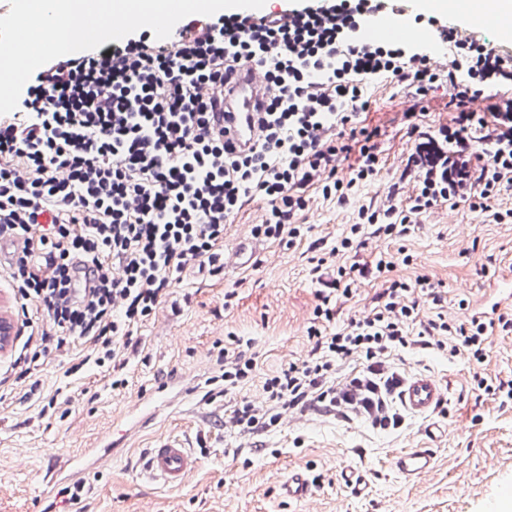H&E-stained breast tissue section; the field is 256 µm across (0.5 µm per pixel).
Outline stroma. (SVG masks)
<instances>
[{
	"label": "stroma",
	"instance_id": "stroma-1",
	"mask_svg": "<svg viewBox=\"0 0 512 512\" xmlns=\"http://www.w3.org/2000/svg\"><path fill=\"white\" fill-rule=\"evenodd\" d=\"M366 95L371 106L358 122L382 133V168L375 179L355 187L345 205L308 188L307 205L294 218L308 225V233L289 248L261 241L259 264L229 267L213 277L193 267L182 272L171 286L178 309L162 304L137 329L140 344L121 372L125 387L112 389L108 365L72 372L82 353L78 346L6 384L0 393V512H485L500 486L512 483V400L480 397L473 389L477 374L512 379V334H494L480 363L437 349L397 356L406 374L432 373L442 382L447 411L434 420L454 427L430 440L422 435L423 421L411 416L401 430L380 432L314 410L254 438L225 431L223 399L207 396L209 380L220 370L212 354L215 342L236 336L252 342L257 369L234 391L237 400H257L267 375L305 357L318 302L311 243L334 246L358 206L385 200L398 182L414 146L400 121L410 103L401 84L388 79L367 81ZM381 251L396 260L392 278H429L455 315L462 300L479 308L497 274L512 269V223L486 221L465 204L445 205L420 215L405 239L369 240L363 254L371 259ZM172 371L196 388L184 409L127 432L112 461L85 476L88 493L81 502L41 497L40 482L55 456L99 446L106 431L123 427L132 397ZM51 399L56 415L40 416ZM167 437L182 439L198 458L177 488L140 475L145 449ZM424 441L435 448L436 465L417 484H407L390 459ZM347 465L363 472L364 495H351L341 483ZM299 470L317 480L312 501L283 493L289 475Z\"/></svg>",
	"mask_w": 512,
	"mask_h": 512
}]
</instances>
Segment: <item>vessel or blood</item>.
I'll return each instance as SVG.
<instances>
[{
  "instance_id": "b4317fda",
  "label": "vessel or blood",
  "mask_w": 512,
  "mask_h": 512,
  "mask_svg": "<svg viewBox=\"0 0 512 512\" xmlns=\"http://www.w3.org/2000/svg\"><path fill=\"white\" fill-rule=\"evenodd\" d=\"M363 34L368 38L418 39L419 34L410 28L397 24L385 26L368 25ZM267 81L264 69L256 64H245L239 77L233 96L224 100L225 138L237 150L253 146L260 135L254 122V113L258 108L261 92ZM187 394L177 373H169L151 392L142 396L135 409L137 425L150 423L163 409L172 403L173 392ZM444 400L441 384L435 375L419 373L406 379L400 401L404 409L413 416L427 417L434 413ZM436 455L431 448H407L396 453L391 461L392 468L405 482H418L434 466ZM197 459L190 448L176 438L158 441L154 448L148 449L143 458L141 474L143 477L162 482L172 488L181 486L187 474L195 468ZM289 498L305 500L313 495V483L307 474L301 471L292 473L284 485Z\"/></svg>"
}]
</instances>
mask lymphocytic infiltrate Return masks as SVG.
<instances>
[{
	"label": "lymphocytic infiltrate",
	"mask_w": 512,
	"mask_h": 512,
	"mask_svg": "<svg viewBox=\"0 0 512 512\" xmlns=\"http://www.w3.org/2000/svg\"><path fill=\"white\" fill-rule=\"evenodd\" d=\"M388 0H278L273 15L229 12L182 19L177 38L160 46L137 31L119 47L54 59L37 69L19 105L0 115V240L22 241L6 270L28 337L13 365L27 374L54 351L87 349L82 365L122 367L135 327L166 301L187 267L211 275L224 267V228L254 195L269 204L254 237L293 246L302 235L294 217L315 186L346 202L350 191L381 170L378 129L358 126L368 107L366 80L391 78L414 103L402 119L414 135L402 179L414 194L397 204L360 205L348 234L318 258L311 273L319 299L308 330L306 359L267 376L264 405L234 406L230 420L254 434L275 426L285 408L309 406L367 417L372 427L399 428L404 378L390 365L405 351L448 350L480 362L494 332L512 333V314L472 313L457 319L423 316L414 293L441 305L429 279L391 280L368 314L334 333V295H352L363 280L393 270L386 258L333 265L360 252L364 233L404 239L413 218L438 205L468 203L512 221V209L488 202L512 183V65L482 39H454L443 21L415 16L436 42L453 44L447 72L430 64L425 43L361 37L368 17ZM264 66L270 92L259 111L257 147L232 154L217 118L218 85L232 84L242 62ZM448 89L449 123L422 129L417 105ZM348 166V179L338 176ZM224 394L254 376L257 362L240 347L219 349ZM358 366L335 379L337 363Z\"/></svg>",
	"instance_id": "1"
}]
</instances>
